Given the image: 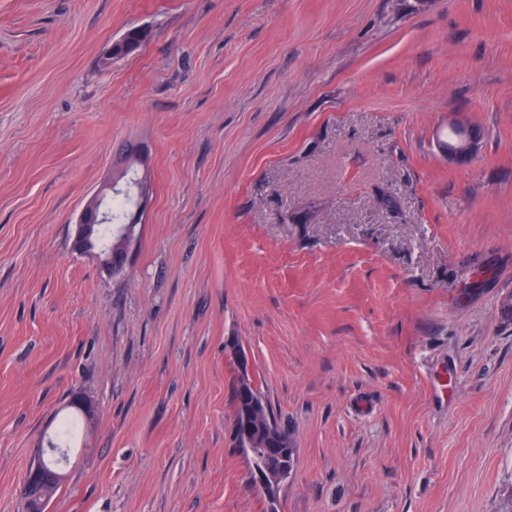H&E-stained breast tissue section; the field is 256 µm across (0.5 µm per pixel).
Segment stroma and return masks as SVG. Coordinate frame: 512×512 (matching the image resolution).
Here are the masks:
<instances>
[{"label": "stroma", "instance_id": "obj_1", "mask_svg": "<svg viewBox=\"0 0 512 512\" xmlns=\"http://www.w3.org/2000/svg\"><path fill=\"white\" fill-rule=\"evenodd\" d=\"M128 140L111 274L71 242ZM75 399L49 512H512V0H0V512ZM129 37H134L135 42L137 43L136 47L133 49H126L124 46L120 43H117L116 46L113 48L112 44V53L111 49L108 53V58L110 61H118L121 60L128 55L135 52L137 49H139L144 43H147L151 38V31L146 27L141 26H134L126 30L125 32V39H128ZM454 128H466V134L462 135L456 143L446 145L438 142V147L449 160L456 162H467L476 154L481 137L475 131V127L468 124L453 123ZM124 145L126 146L124 150H128V155L126 157L127 165L123 161V157H116L115 171L123 172L125 169L122 180L138 179L144 175V168L139 157L134 152V147L137 144L127 142ZM118 179L119 178L115 176L113 180L111 179L108 183L94 192L85 202L76 218L72 238V250L75 254L80 256H90L98 260L96 258V252L91 248L93 241L90 239L93 236L96 227H99L101 224H106L110 220L106 202L108 195H112V193L132 194L135 199V204L127 218V225L123 229V238L125 239L124 251L114 254L113 260L111 256L106 264H103L98 260L100 266L109 273H118L125 268L128 253L135 236V224L139 223L141 217L145 213L150 196L149 183L143 177H141L136 184L131 186L125 183L124 188H120L123 186V183L119 182ZM239 385H244L239 375L237 380L233 383L231 389V401L233 405V419H232V435L234 447L237 448L249 460L253 472L260 469L262 466L277 465L279 463H286L291 469L295 462V448H291V440L288 432L274 417L270 406L256 388L250 378H247V386L258 406V410L263 415L262 421L259 424H254V430L251 436L246 439L241 436L244 423L251 420L254 414L251 403L243 395ZM277 439L275 448H271L265 452L263 448L264 442L270 438Z\"/></svg>", "mask_w": 512, "mask_h": 512}]
</instances>
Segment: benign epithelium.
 Here are the masks:
<instances>
[{"mask_svg":"<svg viewBox=\"0 0 512 512\" xmlns=\"http://www.w3.org/2000/svg\"><path fill=\"white\" fill-rule=\"evenodd\" d=\"M457 129H466V134L462 135L457 142L453 144L438 143L439 149L448 159L456 162H467L476 154L481 137L475 131V128L469 125L459 123L453 124ZM130 193L134 196V208L127 218V225L123 229V238L125 239L124 251L113 255L102 268L109 273H118L122 271L128 259V253L135 236L136 224L145 213L150 196L149 183L145 179H140L137 183L129 186L122 185L118 178L106 183L85 202L79 212L74 228L72 238V251L77 255L96 257L91 241L96 227L106 224L110 220L106 199L110 194ZM63 474L58 466L48 464V453L39 450L31 459L27 470L26 480L23 485V498L26 504L33 505L38 501H44L48 497L50 489L61 482Z\"/></svg>","mask_w":512,"mask_h":512,"instance_id":"1","label":"benign epithelium"}]
</instances>
